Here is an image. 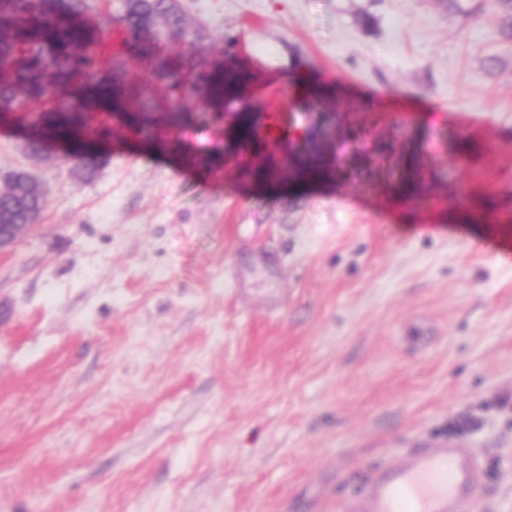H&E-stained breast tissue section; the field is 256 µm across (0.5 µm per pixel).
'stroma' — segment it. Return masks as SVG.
<instances>
[{
    "instance_id": "obj_1",
    "label": "stroma",
    "mask_w": 512,
    "mask_h": 512,
    "mask_svg": "<svg viewBox=\"0 0 512 512\" xmlns=\"http://www.w3.org/2000/svg\"><path fill=\"white\" fill-rule=\"evenodd\" d=\"M478 2L181 0L277 105L315 70L343 124L371 105L493 224L368 180L202 174L118 126L87 180L0 126V183L45 200L0 250V512H351L451 440L476 512H512V22Z\"/></svg>"
}]
</instances>
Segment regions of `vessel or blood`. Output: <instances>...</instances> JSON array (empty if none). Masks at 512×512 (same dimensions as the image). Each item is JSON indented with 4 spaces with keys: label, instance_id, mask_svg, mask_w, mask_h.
Segmentation results:
<instances>
[{
    "label": "vessel or blood",
    "instance_id": "1",
    "mask_svg": "<svg viewBox=\"0 0 512 512\" xmlns=\"http://www.w3.org/2000/svg\"><path fill=\"white\" fill-rule=\"evenodd\" d=\"M479 485L475 457L451 442L378 469L356 493L357 512H472Z\"/></svg>",
    "mask_w": 512,
    "mask_h": 512
}]
</instances>
